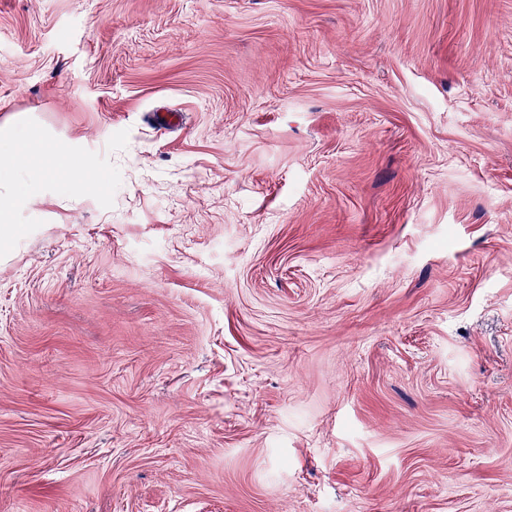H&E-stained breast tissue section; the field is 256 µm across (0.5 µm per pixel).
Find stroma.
Returning <instances> with one entry per match:
<instances>
[{"label": "stroma", "instance_id": "1", "mask_svg": "<svg viewBox=\"0 0 512 512\" xmlns=\"http://www.w3.org/2000/svg\"><path fill=\"white\" fill-rule=\"evenodd\" d=\"M0 149V512H512V0H0Z\"/></svg>", "mask_w": 512, "mask_h": 512}]
</instances>
